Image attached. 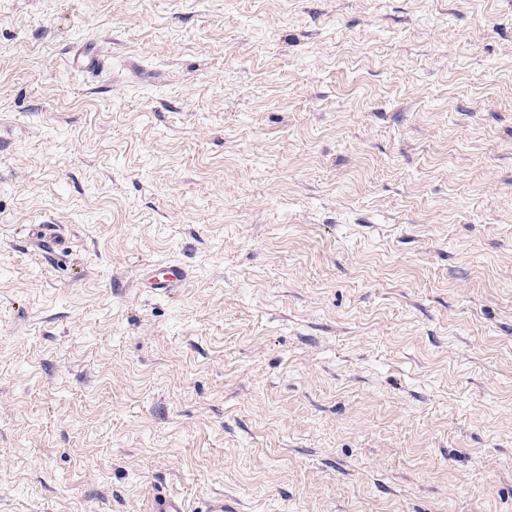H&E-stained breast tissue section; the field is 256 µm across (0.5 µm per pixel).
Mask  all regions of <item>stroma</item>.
Returning <instances> with one entry per match:
<instances>
[{
    "instance_id": "obj_1",
    "label": "stroma",
    "mask_w": 512,
    "mask_h": 512,
    "mask_svg": "<svg viewBox=\"0 0 512 512\" xmlns=\"http://www.w3.org/2000/svg\"><path fill=\"white\" fill-rule=\"evenodd\" d=\"M156 493L512 512V0H0V512ZM156 269L157 267H154L150 275L156 281L153 283L155 285L154 288H178L189 277L188 271L176 264L162 266L158 278L155 276Z\"/></svg>"
}]
</instances>
